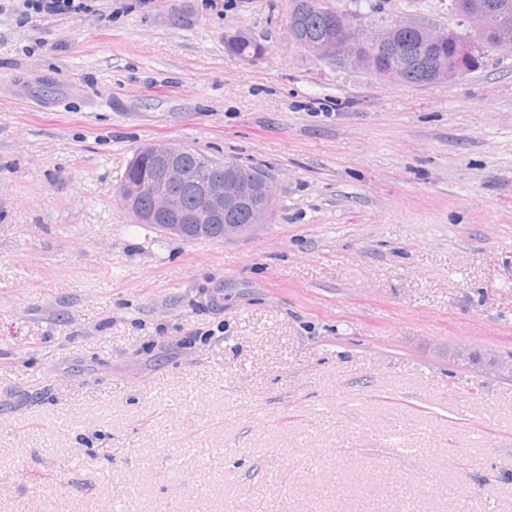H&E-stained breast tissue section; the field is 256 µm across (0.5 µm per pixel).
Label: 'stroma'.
<instances>
[{"label": "stroma", "mask_w": 512, "mask_h": 512, "mask_svg": "<svg viewBox=\"0 0 512 512\" xmlns=\"http://www.w3.org/2000/svg\"><path fill=\"white\" fill-rule=\"evenodd\" d=\"M88 4L0 0V512H512V381L451 354L512 352V50L408 87L290 0ZM157 140L264 171L272 222L134 223ZM21 2L22 13L37 15L66 14L88 9L85 0H17ZM239 33V32H238ZM240 39L226 41L224 40L225 51L232 56L247 58H259L264 54L265 48L262 44L239 33Z\"/></svg>", "instance_id": "1"}]
</instances>
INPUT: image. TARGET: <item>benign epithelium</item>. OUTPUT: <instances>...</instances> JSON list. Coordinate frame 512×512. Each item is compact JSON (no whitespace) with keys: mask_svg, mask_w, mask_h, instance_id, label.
<instances>
[{"mask_svg":"<svg viewBox=\"0 0 512 512\" xmlns=\"http://www.w3.org/2000/svg\"><path fill=\"white\" fill-rule=\"evenodd\" d=\"M452 10L474 34H462L452 27L433 29L406 16L392 17L372 27L360 26L338 11L329 19L336 35L312 42L311 51L325 60L361 65L376 76H409L418 86H442L481 63L485 38L503 47L512 45V4L508 0L457 2ZM441 39L448 40L450 49L446 65L430 55L432 46ZM182 153L183 148L165 141L147 143L139 154L151 155L154 164L138 181L127 185V191L118 193L119 200L133 207L149 195L158 215L168 221L165 234L183 239L236 240L254 235L265 226L266 204L274 193L269 176L236 163L215 162L208 179L202 181L195 168L178 163ZM174 183L195 191L197 204L193 208H183L179 197L170 192ZM455 357L488 374L512 380V356L460 344Z\"/></svg>","mask_w":512,"mask_h":512,"instance_id":"obj_1","label":"benign epithelium"}]
</instances>
